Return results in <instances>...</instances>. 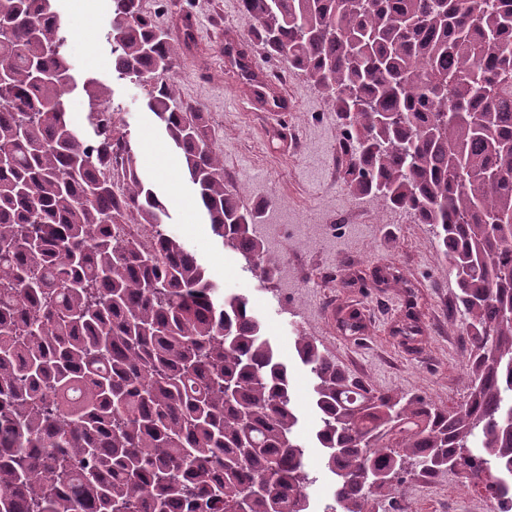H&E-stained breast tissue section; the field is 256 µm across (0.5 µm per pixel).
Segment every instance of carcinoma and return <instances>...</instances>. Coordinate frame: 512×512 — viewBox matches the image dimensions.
I'll use <instances>...</instances> for the list:
<instances>
[{"label":"carcinoma","mask_w":512,"mask_h":512,"mask_svg":"<svg viewBox=\"0 0 512 512\" xmlns=\"http://www.w3.org/2000/svg\"><path fill=\"white\" fill-rule=\"evenodd\" d=\"M241 7L336 112L351 196L431 227L470 347L467 399L448 410L295 336L334 476L320 512H380L405 476L450 470L497 500L512 474V0ZM181 29L110 0L114 71L150 87L211 232L274 283L282 260L255 227L277 204L244 207L206 113L166 79L191 48ZM65 46L53 0H0V512H312L288 364L169 229L112 115L88 113L91 136L72 117Z\"/></svg>","instance_id":"1"}]
</instances>
